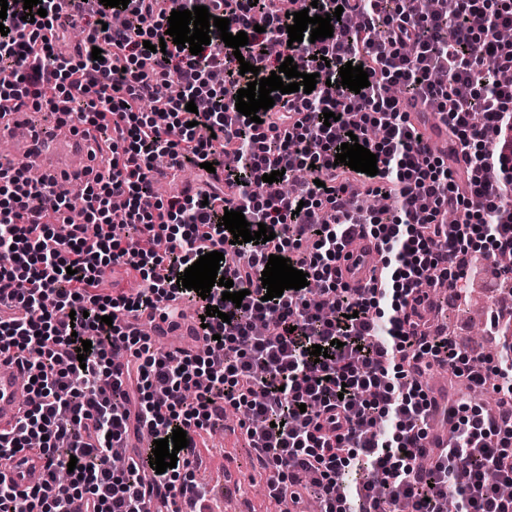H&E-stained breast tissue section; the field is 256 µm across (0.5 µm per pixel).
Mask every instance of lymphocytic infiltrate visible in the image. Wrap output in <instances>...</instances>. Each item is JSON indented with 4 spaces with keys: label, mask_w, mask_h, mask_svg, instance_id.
<instances>
[{
    "label": "lymphocytic infiltrate",
    "mask_w": 512,
    "mask_h": 512,
    "mask_svg": "<svg viewBox=\"0 0 512 512\" xmlns=\"http://www.w3.org/2000/svg\"><path fill=\"white\" fill-rule=\"evenodd\" d=\"M299 1L321 16L340 12L332 37L289 43ZM61 2L42 0L46 16L30 21L10 0L0 98L85 130L101 164L62 184L0 162V360L31 379L0 454L46 461L41 485L19 493L0 482V512H148L156 496L170 512L194 482L188 449L160 474L142 447L114 468V446L147 428L158 439L177 428L195 434L229 408L251 423L271 497L296 506L315 498L321 512H390L398 488L406 512H443L451 496L457 512H512L500 491L512 484V343L480 361L426 319L436 280L461 295V281L512 252V82L500 79L512 71V42L500 38L512 30V0H434L421 12L408 0H183L246 32L237 55L214 29L199 54L171 42L152 52L169 27L161 0H69L68 12ZM80 19L90 32L67 52ZM96 47L102 60L91 57ZM288 57L317 74L315 90L274 92L273 107L251 122L235 90ZM244 61L257 73H241ZM348 62L367 71L369 87L341 86ZM215 70L223 85L210 82ZM434 112L447 114L466 168L422 147L419 127ZM201 127L212 137L199 138ZM353 135L376 154L377 175L336 163ZM161 160L177 173L199 168L200 186L158 200ZM279 170L292 190L263 182ZM370 193L392 198L386 213L362 206ZM228 209L274 239L232 243L221 225ZM358 233L375 241L382 265L364 288L343 283L339 268ZM212 251L224 255L219 276L244 291L241 304L218 285L203 298L178 284ZM273 254L305 272L307 286L266 299L261 277ZM118 268L140 278L136 294L103 293ZM187 302L196 347L156 348L140 315L176 322ZM210 305L218 316L206 317ZM80 340L92 343L82 357ZM315 345L327 358L310 355ZM436 365L471 388H498L497 412L438 405L421 383ZM436 416L448 445L429 450L421 442ZM424 455L430 468L417 463Z\"/></svg>",
    "instance_id": "f902f5d3"
}]
</instances>
